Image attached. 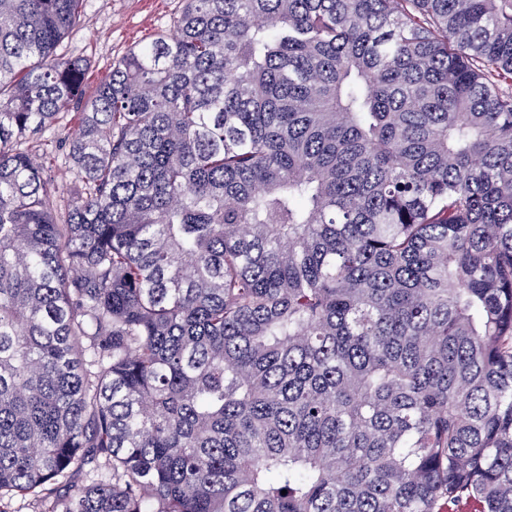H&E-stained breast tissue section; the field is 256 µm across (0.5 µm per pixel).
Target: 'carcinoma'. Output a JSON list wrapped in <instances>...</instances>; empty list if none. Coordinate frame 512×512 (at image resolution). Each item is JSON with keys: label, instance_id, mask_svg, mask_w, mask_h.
I'll return each instance as SVG.
<instances>
[{"label": "carcinoma", "instance_id": "obj_1", "mask_svg": "<svg viewBox=\"0 0 512 512\" xmlns=\"http://www.w3.org/2000/svg\"><path fill=\"white\" fill-rule=\"evenodd\" d=\"M84 2L0 0V497L512 512V0H182L86 99ZM76 112H81L76 105L64 110L59 118L48 127L42 136L31 142L29 152L40 162L49 166L50 175L55 182L56 194L54 207L61 212L60 204L75 198L81 190V178L67 159L68 143L78 130ZM101 473H105L104 469H99L98 471H92L89 468L81 472L73 473L66 483L58 489L57 496L59 500H66L72 494H74L79 489H82L86 486L92 484V482L100 478Z\"/></svg>", "mask_w": 512, "mask_h": 512}]
</instances>
